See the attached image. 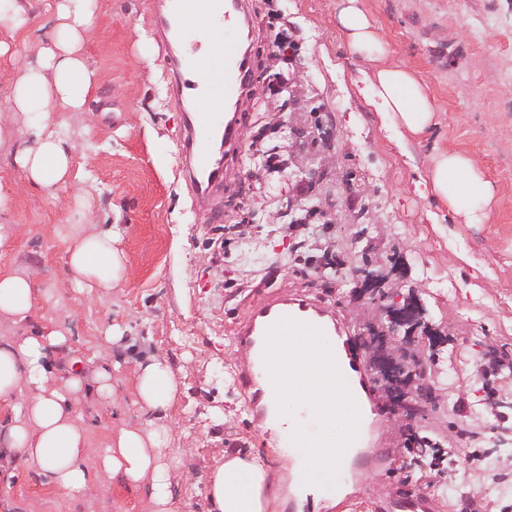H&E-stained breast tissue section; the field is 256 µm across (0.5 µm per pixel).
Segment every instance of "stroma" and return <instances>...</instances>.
Returning <instances> with one entry per match:
<instances>
[{"instance_id":"stroma-1","label":"stroma","mask_w":512,"mask_h":512,"mask_svg":"<svg viewBox=\"0 0 512 512\" xmlns=\"http://www.w3.org/2000/svg\"><path fill=\"white\" fill-rule=\"evenodd\" d=\"M258 72L277 74L279 94L256 86L242 107L235 170L207 206L182 177L185 112L168 92L165 52L145 22L149 0H96L84 51L97 91L84 111H58L83 184L50 194L30 185L14 155L28 135L15 114L0 142V274L32 276L41 295L23 323L0 315V338L41 328L68 338L52 353L50 382L80 359L86 379L121 365L113 401L85 388L73 397L90 446L104 452L120 427L149 421L136 402L131 360L164 355L179 393L159 423L168 434L174 512H209L206 487L225 455L258 457L274 498L268 512H295L281 484L291 467L280 436L255 424L239 381L243 354L231 328L270 284L320 297L357 334L370 306L355 295L366 262L391 273V289L416 294L431 335L414 347L436 399L414 415L385 403L366 430L368 453L422 429L440 459L355 483L331 512H377L395 491L426 498L430 512H512V0H358L391 63L412 70L438 107L413 135L382 122L360 90L370 63L353 53L337 15L342 0H249ZM276 27H269L270 12ZM54 0H29L18 33L0 23V113L32 49L52 32ZM293 54L275 57L277 29ZM471 154L495 192L482 223L468 224L436 197L416 192L432 158ZM274 166H267V155ZM88 196L77 210V189ZM118 230L125 271L112 288H76L68 269L71 225ZM341 258L322 273L325 255ZM122 330L110 341L111 326ZM151 512L147 485L97 477L71 496L21 460L0 457V512Z\"/></svg>"}]
</instances>
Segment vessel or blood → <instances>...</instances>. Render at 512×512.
<instances>
[{
	"instance_id": "vessel-or-blood-1",
	"label": "vessel or blood",
	"mask_w": 512,
	"mask_h": 512,
	"mask_svg": "<svg viewBox=\"0 0 512 512\" xmlns=\"http://www.w3.org/2000/svg\"><path fill=\"white\" fill-rule=\"evenodd\" d=\"M236 17L244 28H251L252 17L246 0H157L150 19L161 42L171 37H187L196 28L213 25L216 15ZM196 72L205 88L196 97L191 112L186 113L181 147L186 158L184 178L197 204H205L224 185V174L235 161L240 132L237 121L225 120V107L247 96L251 90L252 60L233 37L224 39V58L221 61L171 60L170 86L175 97H183L186 87L182 70ZM284 319L317 327L323 335L343 339L345 325L335 310L322 301L299 293L274 291L251 302L244 317L232 328L234 338L246 360L240 373L244 388L258 422H266L269 404L276 390L266 367L264 354L267 333ZM338 370L351 395L371 398L374 378L357 359L339 364ZM425 498L414 493L403 494L386 506V512H429Z\"/></svg>"
}]
</instances>
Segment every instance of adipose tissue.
I'll list each match as a JSON object with an SVG mask.
<instances>
[{
    "label": "adipose tissue",
    "instance_id": "adipose-tissue-1",
    "mask_svg": "<svg viewBox=\"0 0 512 512\" xmlns=\"http://www.w3.org/2000/svg\"><path fill=\"white\" fill-rule=\"evenodd\" d=\"M95 0H57L51 37L36 45L35 63L15 80L10 113L0 114V140L12 134V116H26L33 142L17 150L14 160L26 180L48 193L72 180V159L64 138L53 130L52 110L83 111L91 97L95 74L83 53L84 34L94 21ZM350 49L373 65L365 75L384 122L418 135L433 123L436 105L426 85L409 69L387 63V50L356 0H346L338 13ZM430 186L448 204L451 214L476 219L481 206L494 197L475 160L452 151L438 154L431 165ZM115 234L94 225L76 229L68 249L74 283L81 288H109L124 272V258L113 246ZM38 300L32 279L0 276V314L26 321ZM64 334L41 330L21 342H0V402L11 405L14 419L0 435V452L36 464L50 482L72 495L85 494L94 474L150 488L152 512H173L176 473L168 463L165 428L146 425L120 428L114 441L98 455L96 470L86 461L88 446L83 418L71 397L84 385L80 369L59 384L49 385L47 364L53 349L64 347ZM136 397L142 409L160 413L173 403L176 383L164 356L131 365ZM269 473L257 459L225 456L207 486L210 512H267Z\"/></svg>",
    "mask_w": 512,
    "mask_h": 512
}]
</instances>
